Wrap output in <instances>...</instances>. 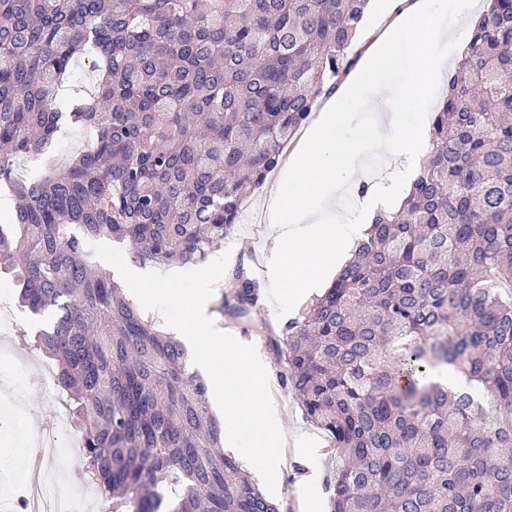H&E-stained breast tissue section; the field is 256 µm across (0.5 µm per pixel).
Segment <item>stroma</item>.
<instances>
[{
	"label": "stroma",
	"instance_id": "1",
	"mask_svg": "<svg viewBox=\"0 0 512 512\" xmlns=\"http://www.w3.org/2000/svg\"><path fill=\"white\" fill-rule=\"evenodd\" d=\"M288 174L287 164L271 172L263 188L246 201L242 219L231 236L220 246L229 254L227 273L241 269L264 284L260 307L251 317L225 316L222 326L245 344L254 345L266 360V371L272 380V398L284 409V430L289 436L304 437L307 448L298 450L277 478V502L285 512H297V502H307L311 512H328L326 489L332 477L333 461L327 437L308 420L300 401L279 378L283 363L273 347L288 321L305 312V304H289L283 283L269 280L266 266L270 257L273 227L264 222L268 188L282 183ZM0 301L6 302L10 315L0 319V372L8 375L0 387V502L15 498L18 488L28 477L29 442L36 433L53 436L56 446L45 451L43 466L56 473L68 496L80 497L81 512H104L105 504L95 491L76 475L81 456L80 430L72 423L66 396L54 385L39 391L28 386L30 375L50 369L48 360L39 352L22 348L16 327L35 325L36 317L22 310L13 289L0 280Z\"/></svg>",
	"mask_w": 512,
	"mask_h": 512
}]
</instances>
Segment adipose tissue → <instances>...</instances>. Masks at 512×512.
I'll list each match as a JSON object with an SVG mask.
<instances>
[{
  "mask_svg": "<svg viewBox=\"0 0 512 512\" xmlns=\"http://www.w3.org/2000/svg\"><path fill=\"white\" fill-rule=\"evenodd\" d=\"M444 0H400L394 25L379 33L365 49L367 67L382 69L395 58L398 41H406L411 63L400 89L392 90L363 79L346 82L339 98L330 101L295 153L288 186L275 189L269 206L273 224L270 276L287 283L288 295L304 297L323 287L350 258L356 239L362 238L377 212L398 208L402 187L410 186L427 154L429 137L423 126H409L403 109L421 104L445 61L439 47L454 40L452 29L439 26L437 7ZM371 115L372 146L341 138L337 129L356 112ZM385 159L403 158L396 182L381 185L365 178L368 148ZM351 194L355 213L345 223L325 218L314 208L317 199L335 201Z\"/></svg>",
  "mask_w": 512,
  "mask_h": 512,
  "instance_id": "ef3b65f1",
  "label": "adipose tissue"
}]
</instances>
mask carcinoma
<instances>
[{
  "label": "carcinoma",
  "instance_id": "cac0c4a2",
  "mask_svg": "<svg viewBox=\"0 0 512 512\" xmlns=\"http://www.w3.org/2000/svg\"><path fill=\"white\" fill-rule=\"evenodd\" d=\"M369 0H0V274L43 319L111 512H281L224 453L184 343L87 258L196 265L354 65ZM448 77L402 209L275 342L285 382L332 440L329 512H512V0H487ZM92 52L66 112L57 89ZM93 138L27 180L64 121ZM219 317L261 285L238 270ZM449 366L465 379L432 380Z\"/></svg>",
  "mask_w": 512,
  "mask_h": 512
}]
</instances>
